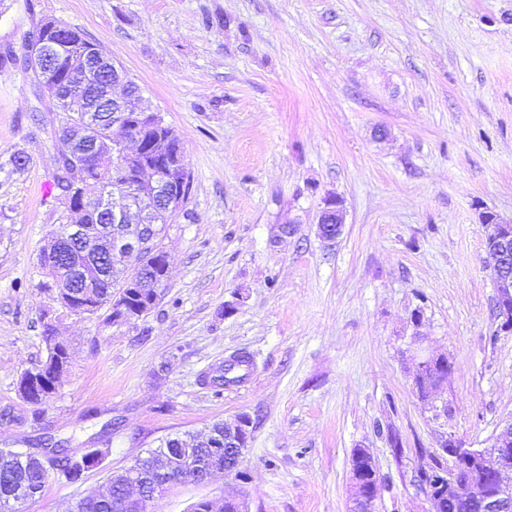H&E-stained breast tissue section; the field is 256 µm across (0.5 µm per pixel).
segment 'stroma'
Instances as JSON below:
<instances>
[{"label": "stroma", "instance_id": "1", "mask_svg": "<svg viewBox=\"0 0 512 512\" xmlns=\"http://www.w3.org/2000/svg\"><path fill=\"white\" fill-rule=\"evenodd\" d=\"M44 18L141 86L191 186L153 308L108 325L70 313L36 273L65 208L39 190L58 107L0 68V162L28 158L0 172V448L109 451L24 512H70L160 439L240 415L249 480L183 482L150 512L227 493L249 512H349L358 448L380 479L373 512H436L417 470L446 438L489 446L512 416V333L480 222L512 221V0H0V46L22 52ZM330 194L347 219L329 241L316 221ZM47 321L70 359L36 408L17 386L46 356ZM236 352L249 377L215 392ZM428 354L454 364L431 401L413 385Z\"/></svg>", "mask_w": 512, "mask_h": 512}]
</instances>
